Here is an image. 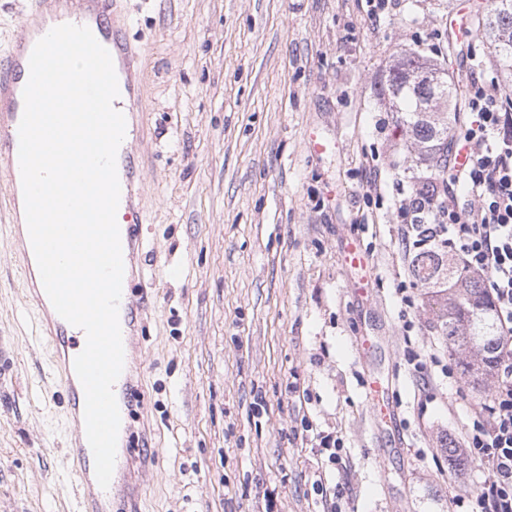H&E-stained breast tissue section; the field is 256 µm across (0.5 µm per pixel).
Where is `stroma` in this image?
Segmentation results:
<instances>
[{
  "label": "stroma",
  "instance_id": "35a3bbf8",
  "mask_svg": "<svg viewBox=\"0 0 512 512\" xmlns=\"http://www.w3.org/2000/svg\"><path fill=\"white\" fill-rule=\"evenodd\" d=\"M117 3L148 105L135 119L152 289L148 408L133 422L152 450L141 512H326L312 450L294 433L305 415L343 441L325 476L340 512H452L449 484L473 490L484 473L449 464L440 443L463 445L488 390L420 383L407 362L447 345L397 291L410 280L401 190L432 170L407 150L390 79L416 50L449 68L456 91L443 109L459 113L473 74L511 97L512 75L478 26L449 39L456 0H388L374 22L367 0ZM350 243L371 259L369 290ZM22 262L0 208V512H76L68 393ZM375 371L394 410L383 427L366 402Z\"/></svg>",
  "mask_w": 512,
  "mask_h": 512
}]
</instances>
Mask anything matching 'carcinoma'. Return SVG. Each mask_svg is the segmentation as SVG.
<instances>
[{"label":"carcinoma","mask_w":512,"mask_h":512,"mask_svg":"<svg viewBox=\"0 0 512 512\" xmlns=\"http://www.w3.org/2000/svg\"><path fill=\"white\" fill-rule=\"evenodd\" d=\"M478 23L500 68L512 69V0H488ZM395 98L407 103L408 147L427 157L436 171L448 164L451 116L439 104L452 96L453 77L407 51L393 69L390 83ZM433 242L413 249L410 284L421 290L422 309L432 315L434 327L458 358L469 377L483 382L494 373L498 328L483 280L463 274L441 245Z\"/></svg>","instance_id":"cac0c4a2"}]
</instances>
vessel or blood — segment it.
Instances as JSON below:
<instances>
[{"label": "vessel or blood", "instance_id": "vessel-or-blood-1", "mask_svg": "<svg viewBox=\"0 0 512 512\" xmlns=\"http://www.w3.org/2000/svg\"><path fill=\"white\" fill-rule=\"evenodd\" d=\"M111 4L112 0H28L25 6L26 24L19 34L17 49L0 63V181L12 189L8 199L10 207L18 205L16 191L21 181L18 128L24 110L23 90L30 75L29 59L35 44L46 35L48 25L70 23L88 27L112 57L119 85L115 108L128 120L143 109V100L134 80L135 57L113 19ZM117 159L121 188L118 210L122 214L118 227L124 264L119 323L124 368L114 385L122 436L117 440L115 468L108 488H101L95 477L94 457L85 430V394L74 370V360L85 347L80 339L82 330L55 311L41 281L28 228L23 223L18 226L25 254L23 285L44 316L43 333L49 339L52 361L69 394L68 416L74 423V437L68 458L82 489V512H106L107 503L118 497L123 498L126 512H140L142 499L139 484L125 481L139 455L138 449L127 447L124 433L129 429L131 406L138 396L135 388L137 331L141 323L140 307L148 296L147 288L133 286L135 257L141 248L139 226L143 219L135 204V188L141 181V174L131 139L123 140Z\"/></svg>", "mask_w": 512, "mask_h": 512}]
</instances>
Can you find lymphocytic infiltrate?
<instances>
[{"label":"lymphocytic infiltrate","mask_w":512,"mask_h":512,"mask_svg":"<svg viewBox=\"0 0 512 512\" xmlns=\"http://www.w3.org/2000/svg\"><path fill=\"white\" fill-rule=\"evenodd\" d=\"M465 106L437 191L409 188L399 233L409 244L418 225L438 226L492 299L501 329L496 384L465 432L469 460L487 474L474 492H448L458 512H512V98L498 80H482L468 88Z\"/></svg>","instance_id":"obj_1"}]
</instances>
